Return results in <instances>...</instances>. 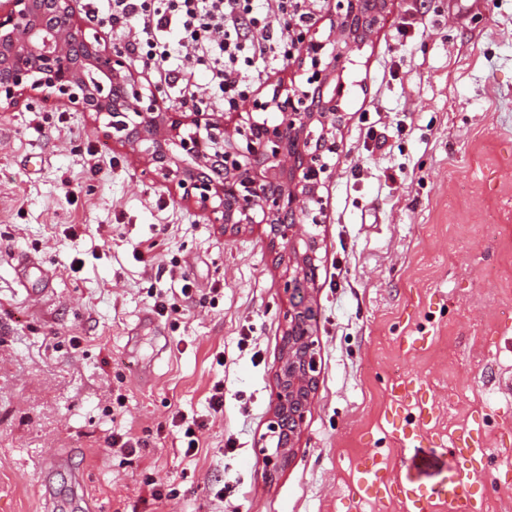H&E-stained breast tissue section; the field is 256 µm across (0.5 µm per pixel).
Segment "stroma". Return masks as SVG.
I'll return each instance as SVG.
<instances>
[{"label":"stroma","instance_id":"1","mask_svg":"<svg viewBox=\"0 0 512 512\" xmlns=\"http://www.w3.org/2000/svg\"><path fill=\"white\" fill-rule=\"evenodd\" d=\"M344 80L319 386L272 480L258 437L287 298L263 228L225 236L85 113L0 109V512H49L51 456L64 512H347L361 458L400 470L396 410L426 448L471 430L501 486L483 512H512V0H393ZM23 258L53 272L48 293L20 285ZM187 280L192 299L155 315ZM177 412L207 423L194 455ZM113 432L137 453L103 449Z\"/></svg>","mask_w":512,"mask_h":512}]
</instances>
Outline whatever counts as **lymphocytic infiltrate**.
I'll return each mask as SVG.
<instances>
[{
	"label": "lymphocytic infiltrate",
	"instance_id": "f902f5d3",
	"mask_svg": "<svg viewBox=\"0 0 512 512\" xmlns=\"http://www.w3.org/2000/svg\"><path fill=\"white\" fill-rule=\"evenodd\" d=\"M309 13L305 0H87L85 10L111 17L126 50L181 104L222 111L246 100L261 63L289 59V32Z\"/></svg>",
	"mask_w": 512,
	"mask_h": 512
}]
</instances>
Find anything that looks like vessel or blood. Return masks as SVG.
I'll list each match as a JSON object with an SVG mask.
<instances>
[{
  "label": "vessel or blood",
  "mask_w": 512,
  "mask_h": 512,
  "mask_svg": "<svg viewBox=\"0 0 512 512\" xmlns=\"http://www.w3.org/2000/svg\"><path fill=\"white\" fill-rule=\"evenodd\" d=\"M486 451L480 444L454 445L431 449L428 456L405 460L395 482L385 481L378 463L364 466L357 484L359 500L381 499L385 494L398 498L405 512H431L434 505L445 503L450 512H481L482 502L475 498L465 473H478L483 468ZM438 465V477L424 481L417 470Z\"/></svg>",
  "instance_id": "vessel-or-blood-1"
}]
</instances>
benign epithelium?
Listing matches in <instances>:
<instances>
[{"label": "benign epithelium", "instance_id": "benign-epithelium-1", "mask_svg": "<svg viewBox=\"0 0 512 512\" xmlns=\"http://www.w3.org/2000/svg\"><path fill=\"white\" fill-rule=\"evenodd\" d=\"M329 27L295 34L301 86L276 84L245 112H173L145 86L127 54L76 18L73 0H5L0 6V108L26 98L85 112L133 148L150 178L233 237L266 228L288 294L282 312L275 398L259 450L272 471L295 455L318 385L314 300L321 188L344 119L345 64L380 25L392 0H326Z\"/></svg>", "mask_w": 512, "mask_h": 512}]
</instances>
